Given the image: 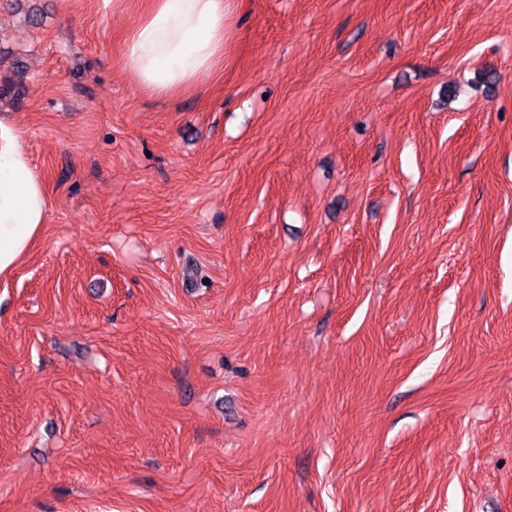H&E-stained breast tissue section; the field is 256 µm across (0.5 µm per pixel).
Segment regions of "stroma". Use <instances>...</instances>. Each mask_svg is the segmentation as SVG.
Returning <instances> with one entry per match:
<instances>
[{"label": "stroma", "mask_w": 512, "mask_h": 512, "mask_svg": "<svg viewBox=\"0 0 512 512\" xmlns=\"http://www.w3.org/2000/svg\"><path fill=\"white\" fill-rule=\"evenodd\" d=\"M0 0L49 197L0 276V512H512V0ZM124 40L123 67L142 93L192 91L224 61L238 0H149Z\"/></svg>", "instance_id": "stroma-1"}]
</instances>
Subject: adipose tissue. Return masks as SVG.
Instances as JSON below:
<instances>
[{"instance_id": "adipose-tissue-1", "label": "adipose tissue", "mask_w": 512, "mask_h": 512, "mask_svg": "<svg viewBox=\"0 0 512 512\" xmlns=\"http://www.w3.org/2000/svg\"><path fill=\"white\" fill-rule=\"evenodd\" d=\"M238 0H149L124 40L123 67L142 93L192 91L222 64ZM47 190L20 128L0 114V275L11 273L40 238Z\"/></svg>"}]
</instances>
